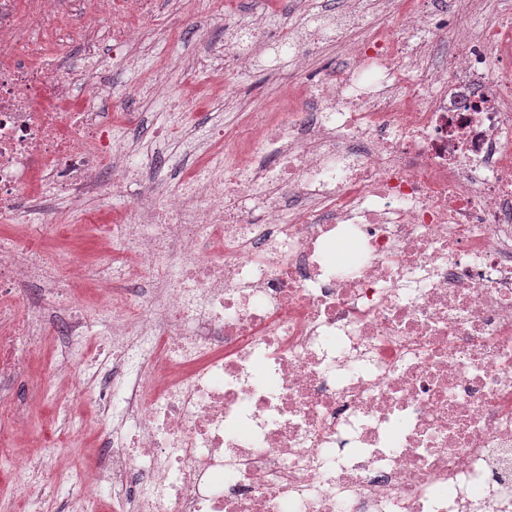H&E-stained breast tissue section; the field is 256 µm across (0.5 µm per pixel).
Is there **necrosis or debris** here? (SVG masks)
<instances>
[{"label":"necrosis or debris","mask_w":512,"mask_h":512,"mask_svg":"<svg viewBox=\"0 0 512 512\" xmlns=\"http://www.w3.org/2000/svg\"><path fill=\"white\" fill-rule=\"evenodd\" d=\"M70 0H0V221L58 223L128 172L83 42L58 67L45 30ZM130 54L156 0H103ZM336 18L342 69L279 41L313 106L202 138L171 196L136 204L87 314L79 262L0 245V446L28 420L24 346L110 325L109 372L63 363L103 446L74 484L128 512H512V8L390 0ZM249 152L245 168L224 158ZM136 281V293L113 287ZM32 283L56 299L31 304Z\"/></svg>","instance_id":"1"}]
</instances>
